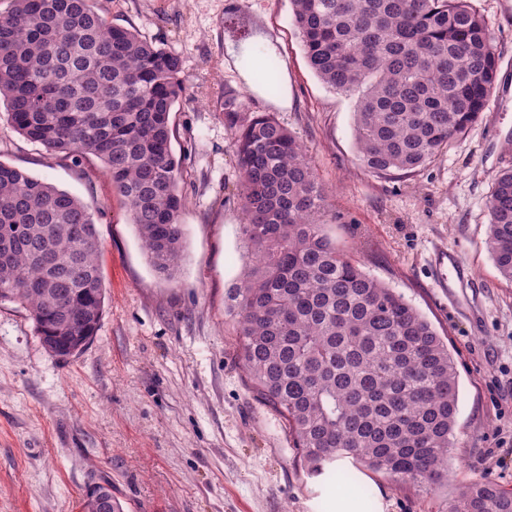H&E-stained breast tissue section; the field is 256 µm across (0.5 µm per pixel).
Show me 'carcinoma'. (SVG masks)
<instances>
[{"mask_svg": "<svg viewBox=\"0 0 512 512\" xmlns=\"http://www.w3.org/2000/svg\"><path fill=\"white\" fill-rule=\"evenodd\" d=\"M96 0H12L0 13V102L20 136L53 154L91 155L155 270L183 253L185 199L171 145L183 97L179 54L114 25ZM310 69L355 99L362 166L412 173L484 112L497 59L469 0H290ZM252 265L232 291L244 366L288 422L311 476L347 460L402 486L448 481L458 374L448 346L395 289L324 232L327 200L304 145L274 115L224 102ZM488 247L512 280V169L489 195ZM94 219L76 195L0 161V303L31 313L46 350L67 358L102 319ZM448 512H512L479 475Z\"/></svg>", "mask_w": 512, "mask_h": 512, "instance_id": "carcinoma-1", "label": "carcinoma"}]
</instances>
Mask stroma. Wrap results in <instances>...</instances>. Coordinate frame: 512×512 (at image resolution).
<instances>
[{"label":"stroma","mask_w":512,"mask_h":512,"mask_svg":"<svg viewBox=\"0 0 512 512\" xmlns=\"http://www.w3.org/2000/svg\"><path fill=\"white\" fill-rule=\"evenodd\" d=\"M485 21L498 76L479 121L429 165L378 175L360 163L354 100L309 69L289 0H96L116 25L181 54L172 114L182 165L185 251L174 279L150 265L100 161L47 152L0 120V161L80 197L102 246L104 313L67 359L42 345L29 311L0 304V512H79L111 483L123 512H330L325 477L306 474L283 416L247 377L229 293L250 263L224 102L275 113L308 148L329 203L325 233L401 293L447 343L459 379L447 483L400 486L360 468L365 512H445L477 475L512 492V281L487 247V200L512 168V0H469ZM274 46L289 106L227 64V44ZM455 251L470 310L433 285L429 256Z\"/></svg>","instance_id":"35a3bbf8"}]
</instances>
